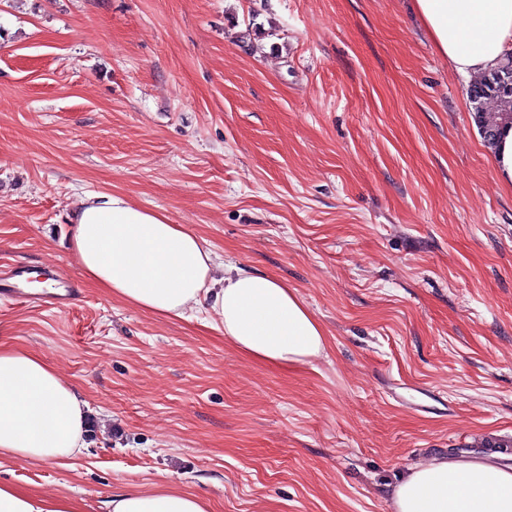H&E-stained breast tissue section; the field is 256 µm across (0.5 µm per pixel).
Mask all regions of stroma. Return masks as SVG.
Listing matches in <instances>:
<instances>
[{
	"label": "stroma",
	"instance_id": "stroma-1",
	"mask_svg": "<svg viewBox=\"0 0 512 512\" xmlns=\"http://www.w3.org/2000/svg\"><path fill=\"white\" fill-rule=\"evenodd\" d=\"M467 86L413 0H0V264L79 292L0 295V338L91 411L84 455L0 480L85 512L163 486L212 512H392L435 455L512 464V191ZM90 192L286 281L324 352L279 368L213 312L105 295L68 248ZM0 269V288L3 293H7L13 297L19 304H35L21 288V282L31 280L40 276L47 275L58 282V288L62 291L52 293L44 298L43 304L55 306L57 308H69L77 300L75 294V282L69 278L62 277L57 271L48 266H23V265H7Z\"/></svg>",
	"mask_w": 512,
	"mask_h": 512
}]
</instances>
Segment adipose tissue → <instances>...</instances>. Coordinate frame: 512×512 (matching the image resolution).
Here are the masks:
<instances>
[{
    "label": "adipose tissue",
    "instance_id": "adipose-tissue-1",
    "mask_svg": "<svg viewBox=\"0 0 512 512\" xmlns=\"http://www.w3.org/2000/svg\"><path fill=\"white\" fill-rule=\"evenodd\" d=\"M436 50L471 79L512 55V0H414ZM70 251L106 295L162 318L201 311L245 357L298 365L324 351L323 327L297 289L276 277L220 265L193 231L167 215L100 192L71 217ZM223 266V279L211 276ZM89 405L41 356L0 342V458L60 463L87 447ZM393 512H512V466L434 456L389 488ZM106 512H211L174 487L123 491ZM0 512H85L81 499L0 481Z\"/></svg>",
    "mask_w": 512,
    "mask_h": 512
}]
</instances>
